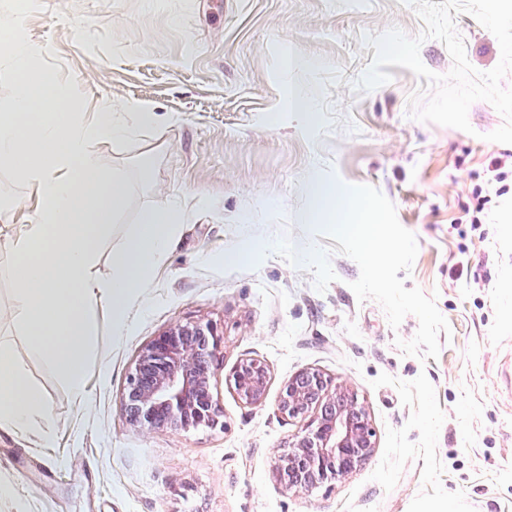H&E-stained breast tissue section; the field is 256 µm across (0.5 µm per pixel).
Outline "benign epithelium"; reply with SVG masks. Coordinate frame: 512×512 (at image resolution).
Here are the masks:
<instances>
[{
	"mask_svg": "<svg viewBox=\"0 0 512 512\" xmlns=\"http://www.w3.org/2000/svg\"><path fill=\"white\" fill-rule=\"evenodd\" d=\"M223 344L224 332L211 321L177 323L154 337L127 377L123 412L129 424L140 430L217 427L223 409L212 381L224 368ZM269 380V367L254 358L225 375L246 405L265 401ZM277 410L300 423L274 468V478L289 492L307 494L344 478L374 454L366 406L348 384L317 368L302 369L281 384Z\"/></svg>",
	"mask_w": 512,
	"mask_h": 512,
	"instance_id": "benign-epithelium-1",
	"label": "benign epithelium"
}]
</instances>
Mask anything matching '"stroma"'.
Masks as SVG:
<instances>
[{"mask_svg": "<svg viewBox=\"0 0 512 512\" xmlns=\"http://www.w3.org/2000/svg\"><path fill=\"white\" fill-rule=\"evenodd\" d=\"M470 64L500 60L496 38L455 17ZM38 70L67 84L90 118L133 102L155 122L93 149L128 183L123 210L97 244L94 272L145 210L177 201L176 242L123 326L96 308L84 400L29 347L14 313L13 242L0 236V347L46 403L41 423L0 436V512H512V144L487 141L503 119L488 102L471 131L407 118L421 86L391 67L390 83L357 96L374 51L361 37L423 24L398 0H38L22 17ZM303 99L307 111L296 110ZM509 174L490 178L494 162ZM355 197L379 189L418 240L407 286L436 298L451 333L437 358L403 355L382 307L358 301L359 267L335 251L336 227L303 217L315 183ZM11 221L38 202L0 163ZM249 247L247 259L234 255ZM224 327L214 393L223 427L151 432L126 422L129 371L176 323ZM257 358L271 371L265 401L241 403L224 372ZM313 367L350 385L370 414L376 448L349 476L301 496L272 471L297 430L276 410L281 383Z\"/></svg>", "mask_w": 512, "mask_h": 512, "instance_id": "35a3bbf8", "label": "stroma"}]
</instances>
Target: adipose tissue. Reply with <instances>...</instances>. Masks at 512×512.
Returning <instances> with one entry per match:
<instances>
[{
    "label": "adipose tissue",
    "instance_id": "1",
    "mask_svg": "<svg viewBox=\"0 0 512 512\" xmlns=\"http://www.w3.org/2000/svg\"><path fill=\"white\" fill-rule=\"evenodd\" d=\"M0 67L21 80L8 110L0 111V158L13 160L16 178L37 195L35 220L20 225L15 268L14 310L31 336V348L83 397L89 315L98 305L112 309L122 325L137 288L143 287L169 252L183 223L178 205L144 212L125 246L112 255V276L94 273L95 244L105 235L127 197L125 180L108 174L92 149L95 142L125 140L135 128L154 122V112L132 103L103 106L88 121L77 120L66 104L69 91L40 73L36 53L17 31L15 16H0ZM37 113L34 130L20 118ZM50 423L43 400L31 389L10 351L0 349V433Z\"/></svg>",
    "mask_w": 512,
    "mask_h": 512
}]
</instances>
